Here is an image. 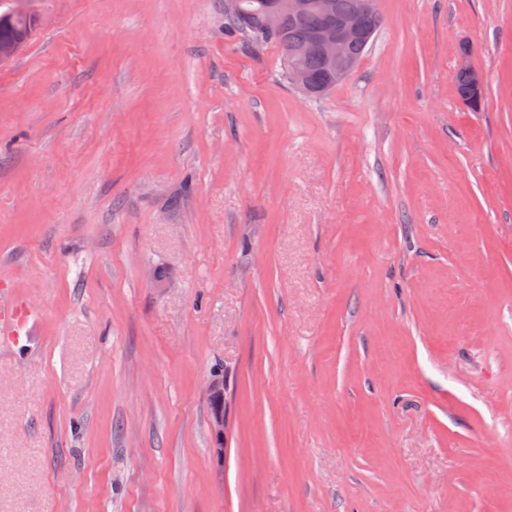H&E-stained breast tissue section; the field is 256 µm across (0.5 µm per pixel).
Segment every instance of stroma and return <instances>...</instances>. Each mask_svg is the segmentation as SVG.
<instances>
[{
  "label": "stroma",
  "instance_id": "stroma-1",
  "mask_svg": "<svg viewBox=\"0 0 512 512\" xmlns=\"http://www.w3.org/2000/svg\"><path fill=\"white\" fill-rule=\"evenodd\" d=\"M223 3L28 0L0 512H512V0H378L317 100ZM32 316L31 312L21 311L18 308H0V329L3 327L8 336H11L13 340H18V336H21V331Z\"/></svg>",
  "mask_w": 512,
  "mask_h": 512
}]
</instances>
